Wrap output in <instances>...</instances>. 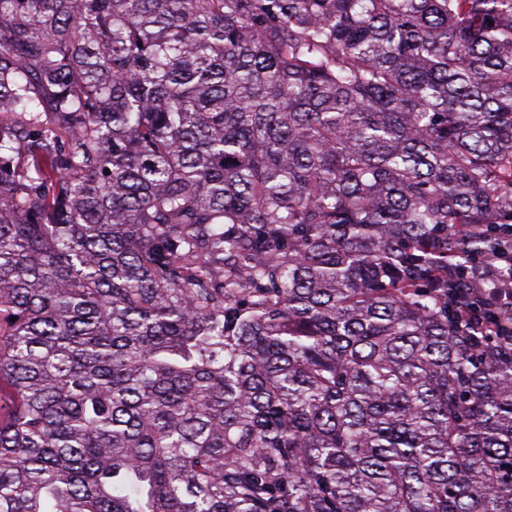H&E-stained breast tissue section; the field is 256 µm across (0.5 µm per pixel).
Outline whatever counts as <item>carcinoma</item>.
<instances>
[{"mask_svg": "<svg viewBox=\"0 0 512 512\" xmlns=\"http://www.w3.org/2000/svg\"><path fill=\"white\" fill-rule=\"evenodd\" d=\"M512 0H0V512H512ZM495 249L488 255L487 262L491 265L502 262L512 267V224H495ZM467 307L460 303V313H470L480 307L489 313L488 321L493 324L494 336L505 347L512 348V279L499 280L493 288L473 283L462 289Z\"/></svg>", "mask_w": 512, "mask_h": 512, "instance_id": "obj_1", "label": "carcinoma"}]
</instances>
